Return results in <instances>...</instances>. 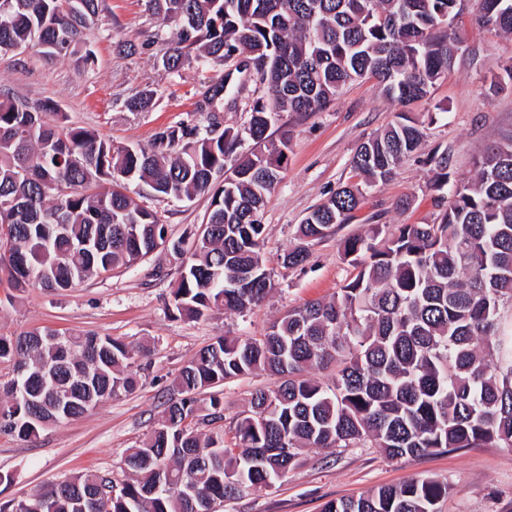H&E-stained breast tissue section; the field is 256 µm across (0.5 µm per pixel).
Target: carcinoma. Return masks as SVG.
<instances>
[{
	"label": "carcinoma",
	"mask_w": 512,
	"mask_h": 512,
	"mask_svg": "<svg viewBox=\"0 0 512 512\" xmlns=\"http://www.w3.org/2000/svg\"><path fill=\"white\" fill-rule=\"evenodd\" d=\"M459 0H148L174 36L162 66L194 61L216 75L203 82L198 126L166 128L150 148L116 146L93 129L51 125L49 101L0 100V273L10 288L66 290L128 265L166 243L158 211L137 202L132 174L157 199L210 198L208 234L182 263L172 305L188 318L214 308L244 313L271 289L261 218L280 181L290 136L268 130L276 116L322 111L358 78L371 76L400 104L425 97L467 45L448 20ZM480 21L512 35V0H478ZM98 0H0V54L37 44L56 54L82 41ZM236 65L255 83L239 129L218 127L224 75ZM423 131L403 113L352 157L347 183L297 225L283 268L347 223L364 190L388 182L420 148ZM251 142L247 153L240 152ZM450 152L435 151L428 184L448 202L433 224H373L343 238L355 274L327 302L291 310L260 338L221 336L176 378L179 398L129 449L131 479L117 485L74 475L0 512H75L85 496H106L107 512H210L285 477L303 448H381L391 457L462 448H512V343L500 331L512 303V135L475 160V179L452 182ZM224 173V184L216 185ZM90 242L84 251L72 246ZM134 350L112 336L51 329L0 337L13 379L0 387V432L28 438L139 386ZM336 364L331 384L305 376ZM267 371L224 445V407L199 395L230 379ZM213 427L207 435L198 424ZM448 486L430 478L327 502L322 512H438Z\"/></svg>",
	"instance_id": "obj_1"
}]
</instances>
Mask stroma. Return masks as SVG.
Returning a JSON list of instances; mask_svg holds the SVG:
<instances>
[{"label": "stroma", "instance_id": "stroma-1", "mask_svg": "<svg viewBox=\"0 0 512 512\" xmlns=\"http://www.w3.org/2000/svg\"><path fill=\"white\" fill-rule=\"evenodd\" d=\"M469 8L460 24L473 63L455 66L424 98L402 106L383 97L375 79L347 84L325 110L305 118L288 114L270 131H290L291 150L282 180L264 211V250L273 287L260 306L239 314L215 309L201 319L172 309V290L182 255L160 249L135 263L62 292L0 285V336L34 329L68 335L95 333L131 346L150 344L142 358L137 390L105 402L82 417L51 424L29 439L0 434V503L25 498L48 484L82 473L127 480L128 448L137 446L161 421L181 368L220 336H263L288 311L331 298L352 276L338 241L372 224H430L439 213L427 183L434 176L428 157L449 149L452 177L470 179L473 161L485 147L512 132V81L490 90L492 77L512 63V37L479 24ZM173 30L160 26L146 0H99L98 16L81 46L48 56L34 51L0 55V96L31 103L52 101L69 124L96 130L121 146H150L155 133L181 124L206 125L196 102L206 73L197 64L178 73L164 70L161 56ZM154 93L143 112L126 107L129 97ZM422 125L425 137L389 183L367 189L354 219L314 242L304 266L285 269L276 258L294 242V231L312 208L345 183L355 182L350 165L356 146L394 123L398 113ZM144 205L165 217L171 240L199 232L208 197L159 201L131 185ZM412 196L408 209L397 200ZM263 372L218 387L224 406V441L234 444V426L248 414L253 392L271 387ZM429 476L447 484L439 512H512V448H465L393 459L379 448L305 449L298 466L269 488L225 502L221 512H321L330 500L359 496L378 487Z\"/></svg>", "mask_w": 512, "mask_h": 512}]
</instances>
